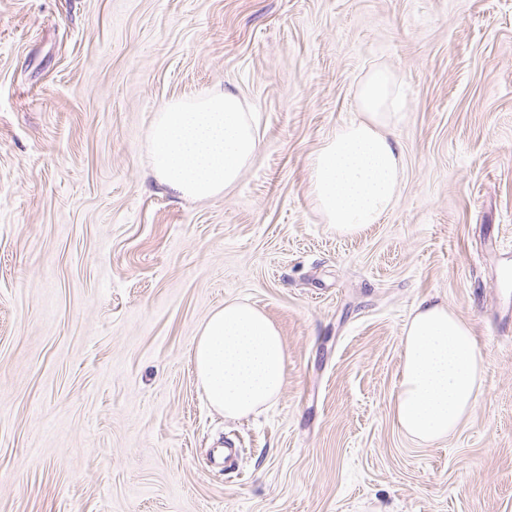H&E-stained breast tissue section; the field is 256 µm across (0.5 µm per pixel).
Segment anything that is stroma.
Here are the masks:
<instances>
[{
	"mask_svg": "<svg viewBox=\"0 0 512 512\" xmlns=\"http://www.w3.org/2000/svg\"><path fill=\"white\" fill-rule=\"evenodd\" d=\"M376 67L410 98L400 198L342 236L310 162ZM224 90L260 151L180 197L151 121ZM425 298L487 366L432 444L392 412ZM228 299L288 355L239 420L190 359ZM0 512H512V0H0Z\"/></svg>",
	"mask_w": 512,
	"mask_h": 512,
	"instance_id": "obj_1",
	"label": "stroma"
}]
</instances>
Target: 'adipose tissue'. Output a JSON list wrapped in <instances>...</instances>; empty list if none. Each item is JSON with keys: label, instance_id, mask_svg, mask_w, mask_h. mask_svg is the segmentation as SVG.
Instances as JSON below:
<instances>
[{"label": "adipose tissue", "instance_id": "1", "mask_svg": "<svg viewBox=\"0 0 512 512\" xmlns=\"http://www.w3.org/2000/svg\"><path fill=\"white\" fill-rule=\"evenodd\" d=\"M360 117L327 138L311 160L310 192L326 224L353 235L395 205L402 155L389 129L409 106L404 86L375 69L359 83ZM260 147L254 121L234 92L172 102L150 131L153 171L172 192L194 200L234 188ZM210 406L241 419L272 405L286 377L287 352L274 322L255 305L228 300L200 327L190 352ZM485 360L469 325L447 303L420 300L401 339L398 428L428 444L448 438L474 407Z\"/></svg>", "mask_w": 512, "mask_h": 512}]
</instances>
